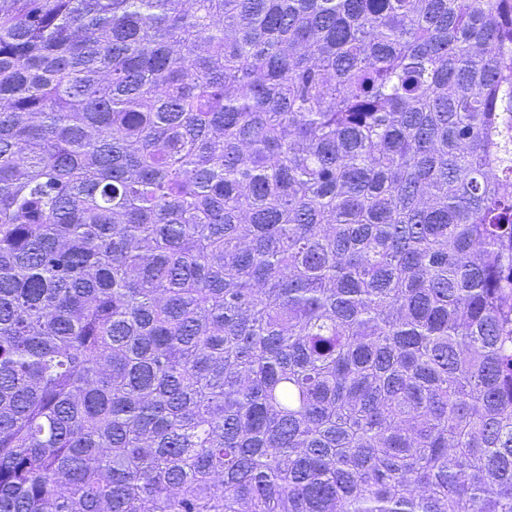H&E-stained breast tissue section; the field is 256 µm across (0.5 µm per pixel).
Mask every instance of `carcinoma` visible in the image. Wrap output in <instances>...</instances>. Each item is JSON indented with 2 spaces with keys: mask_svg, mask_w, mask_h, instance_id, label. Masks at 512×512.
<instances>
[{
  "mask_svg": "<svg viewBox=\"0 0 512 512\" xmlns=\"http://www.w3.org/2000/svg\"><path fill=\"white\" fill-rule=\"evenodd\" d=\"M0 512H512V0H0Z\"/></svg>",
  "mask_w": 512,
  "mask_h": 512,
  "instance_id": "carcinoma-1",
  "label": "carcinoma"
}]
</instances>
